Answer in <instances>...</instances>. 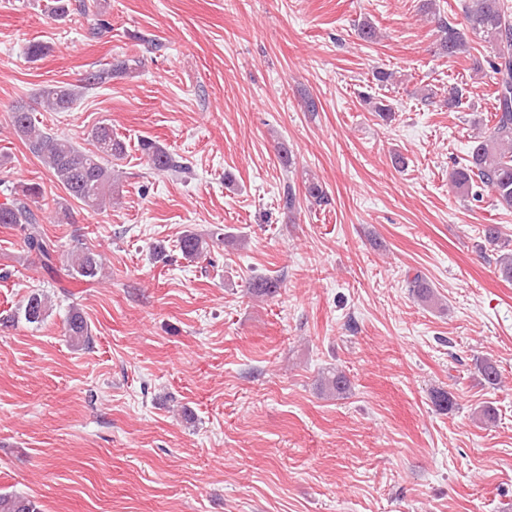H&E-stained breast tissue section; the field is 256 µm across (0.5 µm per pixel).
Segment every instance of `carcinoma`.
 <instances>
[{"label": "carcinoma", "mask_w": 512, "mask_h": 512, "mask_svg": "<svg viewBox=\"0 0 512 512\" xmlns=\"http://www.w3.org/2000/svg\"><path fill=\"white\" fill-rule=\"evenodd\" d=\"M462 10L466 26L439 16L435 18L437 42L443 54L450 58L465 56L472 60L475 74L489 76L494 85V112L492 125L473 135L467 158L452 168L449 180L456 193L475 198L477 189L493 192L497 202L512 208V16L504 0H464ZM486 43L488 53L478 57L472 53L473 39ZM130 70L126 60L109 63L108 67L91 72L83 79L84 86L93 87L106 82L114 74ZM78 92L71 84L53 85L41 91V102L50 112H66ZM11 124L28 144L44 167L52 173L70 197L93 212L112 204V158L125 153V145L112 133V125L102 122L91 133L93 148L86 149L68 139L42 131L35 124L33 112L19 105L10 113ZM139 147L148 163L156 171L177 168V162L166 148L153 140H143ZM41 195L39 184H27L14 190L12 199L0 204V224H15L25 233L29 251L35 253L41 267L55 272L57 246L45 236L40 216L33 209ZM485 241L497 248L499 273L512 281V245L498 224H487L483 229ZM179 249L188 259L200 256L206 242L198 234L188 231L179 240ZM71 275L87 282L98 279L102 271L100 255L84 250L71 254L66 262ZM409 288L423 303L435 300L429 282L420 274L408 280ZM48 305L44 295L33 293L22 306V315L29 324H39L47 317ZM65 335L75 345L89 343L90 328L84 314L77 308L70 310L65 321ZM323 390L340 396L349 387L347 375L333 371L320 380ZM0 512H39L36 504L16 494H0Z\"/></svg>", "instance_id": "obj_1"}]
</instances>
